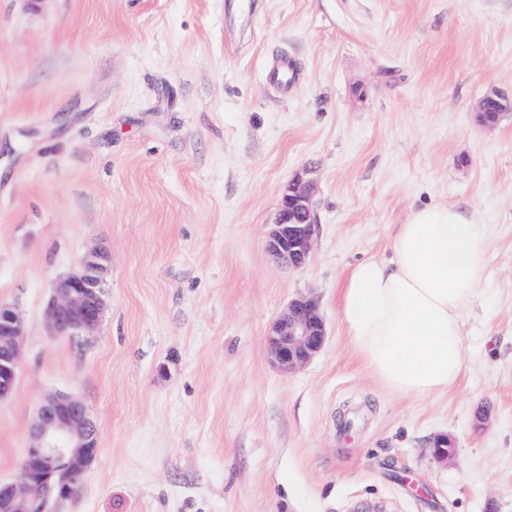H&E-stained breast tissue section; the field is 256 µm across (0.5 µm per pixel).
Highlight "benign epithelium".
I'll return each mask as SVG.
<instances>
[{"instance_id":"obj_1","label":"benign epithelium","mask_w":512,"mask_h":512,"mask_svg":"<svg viewBox=\"0 0 512 512\" xmlns=\"http://www.w3.org/2000/svg\"><path fill=\"white\" fill-rule=\"evenodd\" d=\"M512 109V97L499 91L485 94L475 108L479 125L490 127L500 113ZM314 181L296 176L282 192L275 223L266 247L288 267L301 269L309 262L314 239L311 198ZM109 265L106 249L87 252L77 271L57 279L46 307L53 336H90L106 307L105 286ZM23 322L15 307L0 302V401L15 389ZM327 326L319 300L293 299L269 328L266 345L271 362L283 372L305 367L323 348ZM97 425L85 405L62 392L46 395L39 405L29 435L18 483L0 482V512H45L51 503L70 499L76 478L82 476L97 453ZM40 481L41 500L31 495Z\"/></svg>"}]
</instances>
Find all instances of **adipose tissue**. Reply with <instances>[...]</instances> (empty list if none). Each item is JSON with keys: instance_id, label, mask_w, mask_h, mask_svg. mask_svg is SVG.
I'll return each instance as SVG.
<instances>
[{"instance_id": "obj_1", "label": "adipose tissue", "mask_w": 512, "mask_h": 512, "mask_svg": "<svg viewBox=\"0 0 512 512\" xmlns=\"http://www.w3.org/2000/svg\"><path fill=\"white\" fill-rule=\"evenodd\" d=\"M490 249L474 212L433 205L398 225L390 258L353 265L341 285V320L356 355L387 388L426 398L464 366L462 313Z\"/></svg>"}]
</instances>
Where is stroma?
<instances>
[{"mask_svg": "<svg viewBox=\"0 0 512 512\" xmlns=\"http://www.w3.org/2000/svg\"><path fill=\"white\" fill-rule=\"evenodd\" d=\"M494 89L512 0H0V302L24 322L0 481L64 392L98 452L56 512H512V110L474 118ZM308 167L295 270L266 239ZM436 204L476 210L491 246L461 377L418 399L355 356L339 286ZM99 247L97 329L50 336L54 282ZM301 295L328 338L285 373L265 335Z\"/></svg>", "mask_w": 512, "mask_h": 512, "instance_id": "stroma-1", "label": "stroma"}]
</instances>
